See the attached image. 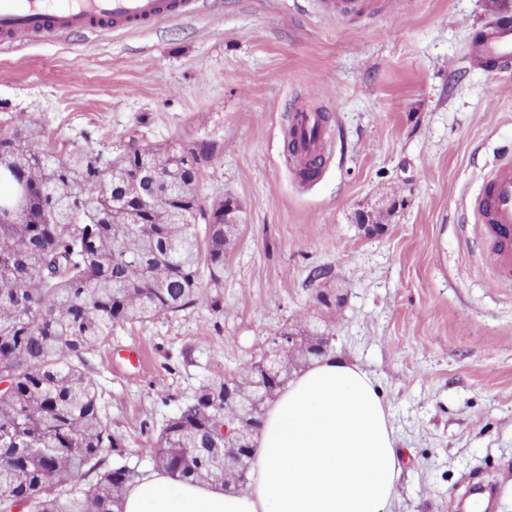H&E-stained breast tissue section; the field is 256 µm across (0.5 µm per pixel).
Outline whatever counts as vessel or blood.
I'll return each instance as SVG.
<instances>
[{"label":"vessel or blood","instance_id":"b4317fda","mask_svg":"<svg viewBox=\"0 0 512 512\" xmlns=\"http://www.w3.org/2000/svg\"><path fill=\"white\" fill-rule=\"evenodd\" d=\"M198 0H0V46L19 48L77 33L136 28L195 12ZM471 64L512 65V21L473 41ZM297 160L323 155L327 129L317 111L297 106L291 115ZM471 237L497 284L512 283V155L503 154L484 178L468 221Z\"/></svg>","mask_w":512,"mask_h":512}]
</instances>
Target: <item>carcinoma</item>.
I'll list each match as a JSON object with an SVG mask.
<instances>
[{"label": "carcinoma", "instance_id": "cac0c4a2", "mask_svg": "<svg viewBox=\"0 0 512 512\" xmlns=\"http://www.w3.org/2000/svg\"><path fill=\"white\" fill-rule=\"evenodd\" d=\"M158 154L178 183L141 213L118 224L132 183L112 176V156L56 148L26 112L0 113V199L24 186L22 216L0 222V512H122L126 486L139 473L112 431L88 358L112 329L193 308L207 285L224 282L239 225L207 224L193 183L199 152L131 137L119 157L130 177L140 150ZM238 400L264 406L266 394L243 373ZM222 375L201 385L154 432L156 467L185 480L243 489L250 467L224 475L209 462L224 447V426L238 421L224 404Z\"/></svg>", "mask_w": 512, "mask_h": 512}]
</instances>
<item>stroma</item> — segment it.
<instances>
[{"mask_svg":"<svg viewBox=\"0 0 512 512\" xmlns=\"http://www.w3.org/2000/svg\"><path fill=\"white\" fill-rule=\"evenodd\" d=\"M502 18L512 0H363L348 16L321 0H199L146 27L0 51V102L52 144L207 142L200 195L243 210L220 310L203 298L115 329L90 359L129 466L151 468L153 425L303 313L383 394L404 452L389 512H458L481 482L497 489L485 512H512V286L459 231L512 148V69L465 62ZM298 101L330 117L312 182L284 151ZM377 207L394 216L370 236L358 218ZM316 267L343 293L333 312Z\"/></svg>","mask_w":512,"mask_h":512,"instance_id":"35a3bbf8","label":"stroma"}]
</instances>
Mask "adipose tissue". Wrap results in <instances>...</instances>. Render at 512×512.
I'll return each instance as SVG.
<instances>
[{
    "label": "adipose tissue",
    "instance_id": "obj_1",
    "mask_svg": "<svg viewBox=\"0 0 512 512\" xmlns=\"http://www.w3.org/2000/svg\"><path fill=\"white\" fill-rule=\"evenodd\" d=\"M246 491L143 471L123 512H388L399 474L389 410L369 375L326 354L266 406Z\"/></svg>",
    "mask_w": 512,
    "mask_h": 512
}]
</instances>
